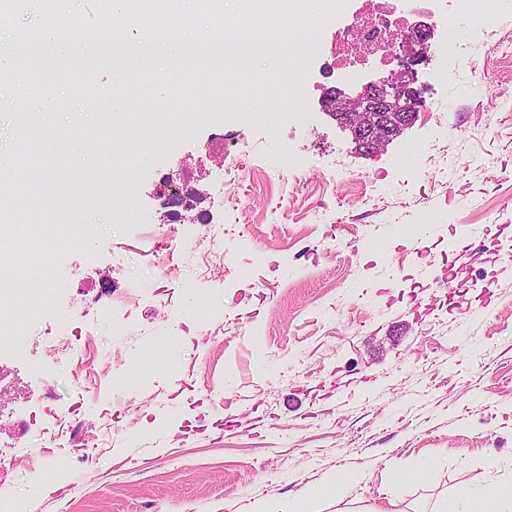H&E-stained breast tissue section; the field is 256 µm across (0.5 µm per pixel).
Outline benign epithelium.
Masks as SVG:
<instances>
[{
  "instance_id": "obj_1",
  "label": "benign epithelium",
  "mask_w": 512,
  "mask_h": 512,
  "mask_svg": "<svg viewBox=\"0 0 512 512\" xmlns=\"http://www.w3.org/2000/svg\"><path fill=\"white\" fill-rule=\"evenodd\" d=\"M431 39V30L419 25L400 34L404 51L402 66L410 69L416 63L419 51ZM410 82L402 74L395 73L377 82L365 84L354 96H346L330 90L321 100V108L351 134L356 146L369 154L380 152L388 141L394 115L412 111L414 99L405 95ZM200 200V194L192 190L174 189L167 194V205L171 214L181 216L193 209Z\"/></svg>"
}]
</instances>
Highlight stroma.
I'll list each match as a JSON object with an SVG mask.
<instances>
[{
	"label": "stroma",
	"mask_w": 512,
	"mask_h": 512,
	"mask_svg": "<svg viewBox=\"0 0 512 512\" xmlns=\"http://www.w3.org/2000/svg\"><path fill=\"white\" fill-rule=\"evenodd\" d=\"M454 2L434 9L458 29L459 78L434 96V118L417 112L370 155L321 111L318 92L353 94L380 75L328 67L329 41L360 0L323 33L297 35L279 97L263 61L212 50L207 36L167 61L125 58L118 109L107 45L86 36L0 79V154L14 159L0 175L24 184L33 168L55 180L40 214L22 201L12 221L46 229L58 211L69 224L36 285L52 308L19 320L0 291V338L71 343L59 365L0 348V463L23 472L0 494L26 512H260L355 468L362 481L319 512L340 501L437 512L458 486L512 478V262L481 251L491 239L512 249V57L493 53L512 41V0H486L488 22L454 17ZM228 63L254 89L224 101L210 86ZM176 76L190 83L178 101L143 97L144 84ZM23 97L51 107L22 116ZM160 123L193 136L127 176L126 144ZM270 123L303 160L286 189L260 174L277 149ZM240 133L245 176L225 199L215 186ZM172 185L202 195L189 223L224 225L207 244L213 261L195 242L150 234ZM464 248L473 266L446 271ZM158 254L172 256L171 272ZM452 285L466 308H448ZM130 292L131 305L115 306ZM90 367L92 382L78 385ZM118 397L129 415L113 416ZM54 423L72 433L62 456L39 435ZM107 432L111 443L89 447ZM410 468L423 480L390 484Z\"/></svg>",
	"instance_id": "obj_1"
}]
</instances>
